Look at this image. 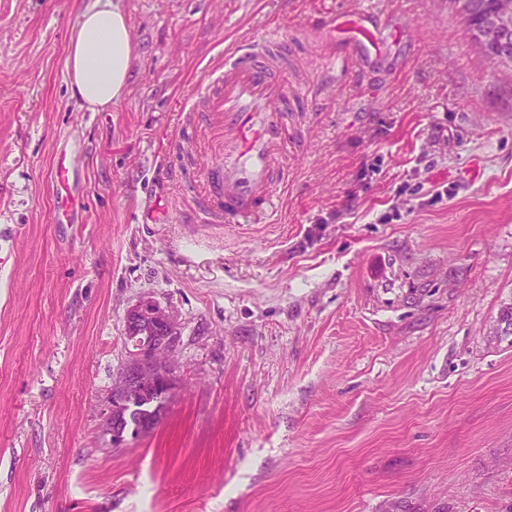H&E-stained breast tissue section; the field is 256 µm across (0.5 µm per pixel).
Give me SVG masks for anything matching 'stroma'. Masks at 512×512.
Returning <instances> with one entry per match:
<instances>
[{
	"label": "stroma",
	"mask_w": 512,
	"mask_h": 512,
	"mask_svg": "<svg viewBox=\"0 0 512 512\" xmlns=\"http://www.w3.org/2000/svg\"><path fill=\"white\" fill-rule=\"evenodd\" d=\"M89 2L0 0V512H512V79L449 0H118L136 59L97 112L65 68ZM358 9L396 32L382 70L325 37ZM273 26L325 81L278 221L180 223L176 110ZM145 298L181 386L109 449ZM66 152L64 149H57L55 157V175L61 186L66 188V195L57 197L56 209L58 212L59 224H75L71 216L76 208H80V201L71 192L69 186V168L66 165Z\"/></svg>",
	"instance_id": "stroma-1"
}]
</instances>
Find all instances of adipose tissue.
Here are the masks:
<instances>
[{"label": "adipose tissue", "mask_w": 512, "mask_h": 512, "mask_svg": "<svg viewBox=\"0 0 512 512\" xmlns=\"http://www.w3.org/2000/svg\"><path fill=\"white\" fill-rule=\"evenodd\" d=\"M135 54L127 16L117 0H91L71 37L65 63L75 96L92 111L119 102Z\"/></svg>", "instance_id": "adipose-tissue-1"}]
</instances>
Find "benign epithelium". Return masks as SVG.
Listing matches in <instances>:
<instances>
[{"label":"benign epithelium","instance_id":"1","mask_svg":"<svg viewBox=\"0 0 512 512\" xmlns=\"http://www.w3.org/2000/svg\"><path fill=\"white\" fill-rule=\"evenodd\" d=\"M460 13L471 33L491 44L498 53L507 57L512 54V43L502 37L512 27V0H498L494 12L484 15L468 0H459ZM138 315L150 319L161 333L155 343L130 351V361L122 371L121 382L112 389L109 400L132 405L133 395L145 386L157 387L164 395L176 394L180 382L171 360L176 342V323L168 310L146 299L136 304L126 318L131 324Z\"/></svg>","mask_w":512,"mask_h":512}]
</instances>
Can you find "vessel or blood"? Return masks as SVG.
Instances as JSON below:
<instances>
[{"instance_id":"1","label":"vessel or blood","mask_w":512,"mask_h":512,"mask_svg":"<svg viewBox=\"0 0 512 512\" xmlns=\"http://www.w3.org/2000/svg\"><path fill=\"white\" fill-rule=\"evenodd\" d=\"M338 37L343 66L368 70L382 58L390 35L370 10L336 14L326 24ZM288 36L279 29L225 47L186 99L184 116L202 113L197 136L212 160L198 171L202 192L182 212L184 221L220 227L272 216L288 180L286 149L303 87L288 84Z\"/></svg>"}]
</instances>
